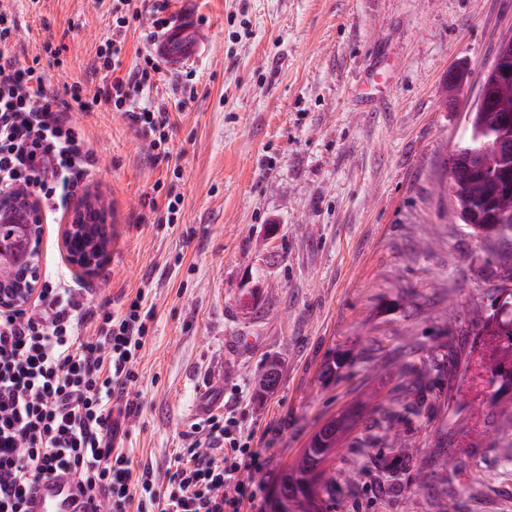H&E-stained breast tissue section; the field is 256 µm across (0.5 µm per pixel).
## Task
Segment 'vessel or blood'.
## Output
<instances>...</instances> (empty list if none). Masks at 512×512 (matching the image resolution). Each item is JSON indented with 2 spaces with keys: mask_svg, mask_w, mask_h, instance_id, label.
I'll list each match as a JSON object with an SVG mask.
<instances>
[{
  "mask_svg": "<svg viewBox=\"0 0 512 512\" xmlns=\"http://www.w3.org/2000/svg\"><path fill=\"white\" fill-rule=\"evenodd\" d=\"M209 32L196 17L168 20L152 41V52L162 66L177 72L198 61L209 47ZM27 512H80V496L72 476L59 472L34 483L26 499Z\"/></svg>",
  "mask_w": 512,
  "mask_h": 512,
  "instance_id": "obj_1",
  "label": "vessel or blood"
}]
</instances>
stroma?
I'll use <instances>...</instances> for the list:
<instances>
[{
  "mask_svg": "<svg viewBox=\"0 0 512 512\" xmlns=\"http://www.w3.org/2000/svg\"><path fill=\"white\" fill-rule=\"evenodd\" d=\"M210 31L191 73L147 91L170 114L169 158L106 105L80 121L98 165L83 183L108 210L111 248L93 275L62 244L65 212L45 226L40 267L90 304L148 288L150 338L125 398L117 441L162 484L208 415L234 416L261 469L241 512H261L267 480L342 406L393 405L402 363L427 372L397 432L413 446L364 447L357 425L328 463L357 469L327 512H512V434L486 395L448 375L480 337L512 270V244L473 233L439 184L463 134L462 110L503 37L512 0H164ZM16 17L20 64L64 43L49 85L95 90L96 51L112 34V0H0ZM182 200L168 225L169 197ZM345 354L339 376L321 371ZM276 359L279 388L256 398L255 366ZM447 443L453 464L435 466ZM432 475L416 485L418 471Z\"/></svg>",
  "mask_w": 512,
  "mask_h": 512,
  "instance_id": "1",
  "label": "stroma"
}]
</instances>
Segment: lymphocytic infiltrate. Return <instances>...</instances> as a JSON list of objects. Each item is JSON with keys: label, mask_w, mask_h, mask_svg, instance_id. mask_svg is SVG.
<instances>
[{"label": "lymphocytic infiltrate", "mask_w": 512, "mask_h": 512, "mask_svg": "<svg viewBox=\"0 0 512 512\" xmlns=\"http://www.w3.org/2000/svg\"><path fill=\"white\" fill-rule=\"evenodd\" d=\"M121 2L127 10L113 16L112 36L96 52L103 79L91 95L77 82L54 93L42 71L19 66L4 49L14 23L0 11V192L24 189L50 210L73 195L97 163L76 115L102 103L151 148L167 143L169 113L142 98L159 62L148 53L121 68L123 37L142 17L131 0ZM152 316L144 290L115 310L88 305L49 275L32 305L0 311V512H25L27 487L61 469L106 512H240L254 498L241 473L262 459L234 418L207 417L208 452L186 449L163 488L117 445L111 403L138 378Z\"/></svg>", "instance_id": "1"}]
</instances>
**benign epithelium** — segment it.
Wrapping results in <instances>:
<instances>
[{
  "mask_svg": "<svg viewBox=\"0 0 512 512\" xmlns=\"http://www.w3.org/2000/svg\"><path fill=\"white\" fill-rule=\"evenodd\" d=\"M0 209L20 210L23 222L18 225L11 239L0 241V310H15L27 306L36 297L40 274L36 258L44 237L45 227L41 209L31 196L5 195L0 193ZM102 217L99 200L86 201L68 217L64 230L65 248L80 236L88 235L94 229L92 222ZM110 241L102 240L92 251L85 253L68 252L70 264L77 270L90 273L100 265L109 251Z\"/></svg>",
  "mask_w": 512,
  "mask_h": 512,
  "instance_id": "1",
  "label": "benign epithelium"
}]
</instances>
